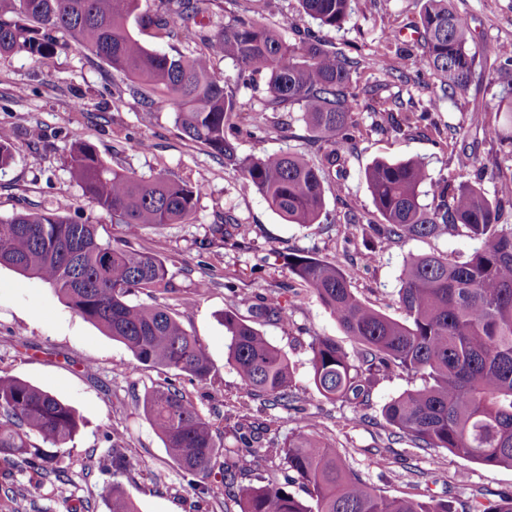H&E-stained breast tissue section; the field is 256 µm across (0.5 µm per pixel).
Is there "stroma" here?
<instances>
[{
	"instance_id": "1",
	"label": "stroma",
	"mask_w": 512,
	"mask_h": 512,
	"mask_svg": "<svg viewBox=\"0 0 512 512\" xmlns=\"http://www.w3.org/2000/svg\"><path fill=\"white\" fill-rule=\"evenodd\" d=\"M454 5L468 18L477 44L512 45V0H454ZM352 8L351 19L339 28L318 27L298 0H224L223 8H209L200 17L202 25L212 29L234 14L257 13L288 41L309 33L326 49L359 60L353 75L357 148L349 158V174L344 184H327L325 214L307 228L288 223L245 185L239 172L187 138L173 109L145 111L130 93L129 80L97 57L74 47L39 63L23 53L0 55V126L13 131L16 146L14 164L0 172V224L22 212L56 210L96 225L101 240L124 239L123 228L92 206L70 175L69 154L78 139L93 144L112 167L146 178L165 173L200 186L189 220L145 229L136 245L165 261L179 291H157L151 298L175 312L184 329L201 341L214 371L210 382L201 383L134 363L123 344L75 314L48 285L0 266V375L50 392L80 418L78 433L59 451V464L72 479L66 495L55 496L48 485L34 489L28 475L18 473L14 479L21 497L13 501L0 492V512H110L107 491L114 485L134 499L140 512H224L220 470L206 480V493H195L144 411L145 393L167 383L175 384L211 420L224 447L223 460L235 462L238 481L245 485L270 481L287 486L288 468L274 451L291 433L310 430L328 439L351 470L386 496H434L460 510L512 493L510 467L478 464L445 449L423 451L391 442L383 409L413 388L415 379L397 374L380 378L369 406L362 410L324 400L311 381V338L337 337L341 330L289 272L288 255L340 262L362 300L399 319V274L407 255L438 253L463 260L478 246L465 236L417 238L370 256L368 226L345 221L351 203L366 212L371 223L382 221L363 181L365 168L377 159L421 158L432 178L453 181L458 177L456 156L471 145L481 166L471 169L469 179L486 193L495 190L488 171L512 173V157L500 153L489 135L501 125L497 85L477 82L466 94L439 101L417 53H384L385 37L414 41L411 24L418 18L420 0H353ZM266 100L264 80L243 92L238 155L291 151L316 160L300 112L287 113L288 127L278 135L249 136V129L274 117ZM398 103L431 108V126L409 136L388 130L379 112ZM481 103L487 104V111H478ZM141 140L150 143V150L138 148ZM228 216L239 224L237 236L212 238L211 225ZM201 279L209 282L202 292L196 289ZM271 293L279 298L283 321L255 313L260 297ZM231 307L287 354L296 384L293 406H274L251 396L228 365L224 312ZM251 426L257 428L259 450L266 455L258 467L235 439L239 428ZM107 428L112 437H104ZM113 444L136 463V470L98 469V459ZM154 482L158 492L147 493Z\"/></svg>"
}]
</instances>
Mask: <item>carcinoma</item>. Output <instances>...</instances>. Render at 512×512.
Instances as JSON below:
<instances>
[{
	"instance_id": "cac0c4a2",
	"label": "carcinoma",
	"mask_w": 512,
	"mask_h": 512,
	"mask_svg": "<svg viewBox=\"0 0 512 512\" xmlns=\"http://www.w3.org/2000/svg\"><path fill=\"white\" fill-rule=\"evenodd\" d=\"M220 0H164L143 25L163 37L203 50L190 55L145 47L128 30L140 0H0V54L23 52L41 61L70 45L88 51L131 80L130 91L150 112L157 104L175 110V122L190 140L205 145L216 158L242 173L286 221L301 226L318 222L325 210L324 183L345 172L348 145L356 128L354 61L330 51L314 37L286 41L262 18L241 13L206 32L198 27L201 4ZM303 12L321 27L339 28L351 16L352 0H299ZM419 57L445 98L466 93L483 79L482 57L502 87L497 111L506 127L495 138L512 145V49L493 46L477 53L468 19L453 0H422L416 22ZM228 59L234 79L215 68ZM258 76L266 78L267 106L274 112L296 107L322 154L314 164L297 153L238 158L229 139L233 118L241 111L239 92ZM391 130L406 134L431 122V111L386 113ZM14 159L13 132L0 127V170ZM475 157L460 162L458 182L432 181L417 158L377 159L364 170L375 209L383 218L371 224L373 248L416 238L464 234L478 241L463 261L441 255L405 258L398 303L405 314L394 319L363 302L351 277L337 261L309 255L288 256L289 271L303 282L336 320L350 347L333 336L309 343L312 383L326 400L369 402L377 376L405 373L423 381L383 409L397 441L414 448H444L487 466L512 467V178L498 179L493 196L465 179ZM70 173L84 196L126 232L120 244L102 241L94 224L56 212L20 213L0 224V266H9L48 284L69 308L122 343L135 362L159 366L205 382L212 363L197 337L189 334L160 304L132 302L130 296L157 290L175 294L164 262L134 247L132 239L148 227L185 222L195 210L201 187L158 174L149 178L114 169L94 145L76 141ZM432 185L438 204L421 203L422 188ZM257 308L278 319L274 295ZM227 364L254 396L276 403L293 401L294 372L282 350L234 310L224 311ZM144 409L167 455L192 477H208L221 444L213 424L176 387L154 388ZM80 427L75 410L49 392L0 375V475L15 469L37 477L34 488L67 486L58 455L35 448L33 434L63 448ZM307 498L272 484L238 488L232 501L239 512H457L447 500L417 501L376 492L349 470L324 438L294 432L278 449ZM130 465L113 447L99 468ZM471 512H512V495ZM111 512H139L134 500L112 486Z\"/></svg>"
}]
</instances>
